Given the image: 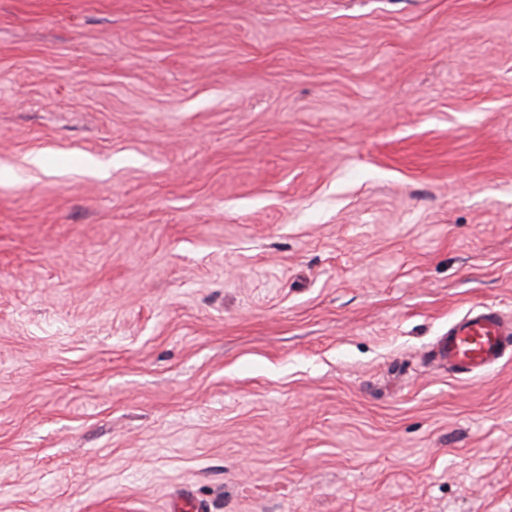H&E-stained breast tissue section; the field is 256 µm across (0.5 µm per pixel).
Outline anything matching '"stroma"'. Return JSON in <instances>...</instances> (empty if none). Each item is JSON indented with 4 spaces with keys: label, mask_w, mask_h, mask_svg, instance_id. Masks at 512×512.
<instances>
[{
    "label": "stroma",
    "mask_w": 512,
    "mask_h": 512,
    "mask_svg": "<svg viewBox=\"0 0 512 512\" xmlns=\"http://www.w3.org/2000/svg\"><path fill=\"white\" fill-rule=\"evenodd\" d=\"M474 304L512 0H0V512H512ZM436 355L451 377L473 379L512 356V322H506L496 306L474 305L449 325L437 343Z\"/></svg>",
    "instance_id": "stroma-1"
}]
</instances>
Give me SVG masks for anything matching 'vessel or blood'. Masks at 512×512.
I'll return each instance as SVG.
<instances>
[{"instance_id":"b4317fda","label":"vessel or blood","mask_w":512,"mask_h":512,"mask_svg":"<svg viewBox=\"0 0 512 512\" xmlns=\"http://www.w3.org/2000/svg\"><path fill=\"white\" fill-rule=\"evenodd\" d=\"M451 377L473 379L512 356V322L493 305H475L449 325L436 346Z\"/></svg>"}]
</instances>
